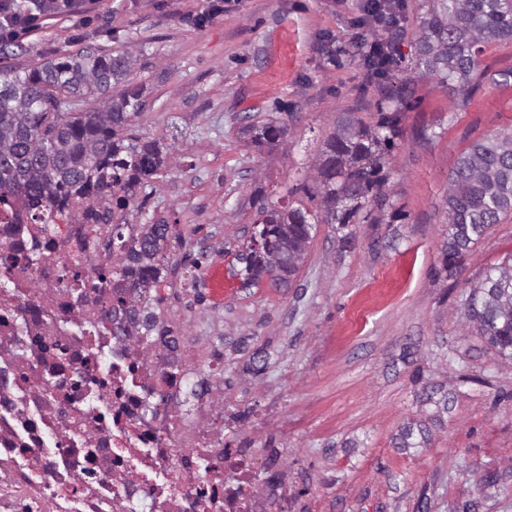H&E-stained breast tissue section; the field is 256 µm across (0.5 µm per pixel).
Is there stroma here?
I'll return each mask as SVG.
<instances>
[{
	"label": "stroma",
	"mask_w": 512,
	"mask_h": 512,
	"mask_svg": "<svg viewBox=\"0 0 512 512\" xmlns=\"http://www.w3.org/2000/svg\"><path fill=\"white\" fill-rule=\"evenodd\" d=\"M361 0H81L0 42V70L55 52L133 48L131 85L145 106L129 136L175 144L128 223L170 224L172 268L154 311L224 353V409L275 401L288 422L283 452L295 512H512V361L465 320V299L512 256V213L455 267L442 266L445 197L460 154L512 135V42L483 44L466 95L414 71L415 34L430 4L404 0L387 74L354 51ZM398 113L387 168L392 208H365L339 252L316 225L290 288L243 287L233 254L251 234L252 192L320 210L313 179L344 121ZM287 126L274 149L244 134L245 115ZM207 301L190 315L189 283ZM263 351L268 367L253 375ZM413 447H399L406 426ZM492 487H485V480Z\"/></svg>",
	"instance_id": "35a3bbf8"
}]
</instances>
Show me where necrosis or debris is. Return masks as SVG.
Segmentation results:
<instances>
[{
	"mask_svg": "<svg viewBox=\"0 0 512 512\" xmlns=\"http://www.w3.org/2000/svg\"><path fill=\"white\" fill-rule=\"evenodd\" d=\"M112 224H0V512H292L275 403L224 356L113 328Z\"/></svg>",
	"mask_w": 512,
	"mask_h": 512,
	"instance_id": "necrosis-or-debris-1",
	"label": "necrosis or debris"
}]
</instances>
